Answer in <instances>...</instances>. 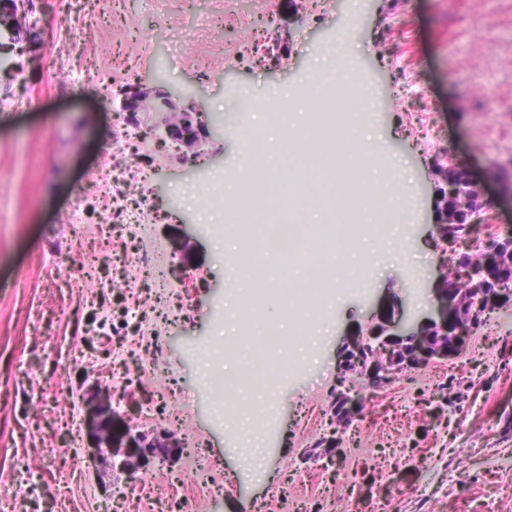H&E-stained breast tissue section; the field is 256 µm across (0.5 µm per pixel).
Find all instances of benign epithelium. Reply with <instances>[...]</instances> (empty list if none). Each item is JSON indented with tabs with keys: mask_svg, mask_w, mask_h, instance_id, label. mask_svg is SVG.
Listing matches in <instances>:
<instances>
[{
	"mask_svg": "<svg viewBox=\"0 0 512 512\" xmlns=\"http://www.w3.org/2000/svg\"><path fill=\"white\" fill-rule=\"evenodd\" d=\"M9 14L0 13V24L10 32L20 33L24 28H34L37 21L31 19L32 10L27 0H10ZM120 111L125 113L126 124L134 128L141 126L144 117L152 119L149 134L159 144H171L176 151H192L212 137L207 123L200 122L195 109L185 103L184 95L172 92L162 86L146 87L133 84L121 89ZM456 181H448L445 169L437 167L434 176L446 184L447 194L459 199L463 209L478 202L485 207L481 185L465 169L452 165ZM441 218L435 223L436 234L450 243L455 239L448 236L446 225L459 220L460 211L438 200ZM488 248L484 265L470 263L467 254H454L440 263V286L433 289L435 313L416 327L386 325L372 336H355L347 344V367L361 366L370 377H380L390 382L393 377L406 369H420L437 359L451 358L462 349L472 335L474 325L480 320L482 307L501 305L504 301L500 289L485 288L478 293L476 304L454 288L446 285L448 267L456 268L461 277L481 282L485 266L497 259L498 246L486 241ZM442 335H433L434 330ZM110 396L105 395L97 408L94 425L96 448L99 452L119 461V466L130 474L141 469L142 460L161 454L163 444L150 440L144 434L131 432L114 433L110 419L115 415L109 405ZM362 405L359 392H343L339 397L342 411L353 418Z\"/></svg>",
	"mask_w": 512,
	"mask_h": 512,
	"instance_id": "1",
	"label": "benign epithelium"
}]
</instances>
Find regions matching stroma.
I'll use <instances>...</instances> for the list:
<instances>
[{
	"label": "stroma",
	"mask_w": 512,
	"mask_h": 512,
	"mask_svg": "<svg viewBox=\"0 0 512 512\" xmlns=\"http://www.w3.org/2000/svg\"><path fill=\"white\" fill-rule=\"evenodd\" d=\"M32 0L43 44L12 52L0 76V512H96L117 496L152 512H512V306L493 310L454 359L404 372L345 429L334 418L349 337L390 320L430 316L428 295L444 242L433 223L430 170L451 160L485 177L512 174V0ZM273 26H257L263 15ZM343 59L361 126L376 138V164L412 186L396 227L372 226L366 256L347 286L309 305L331 330L299 336L274 384L241 388L272 404L251 428L264 448L250 460L220 417L202 365L223 343L225 304L236 293L208 233L214 180L239 181L241 202L265 182L264 152L240 181L241 141L259 118L287 128L309 101L316 74ZM95 68L99 82L87 84ZM142 82L189 93L216 133L183 161L148 134L111 156L124 117L113 96ZM32 99L34 108L20 109ZM493 144L487 155L484 144ZM123 172L142 223L99 228L101 203L78 186L104 161ZM80 231H73V224ZM153 273L136 276L132 256ZM92 258L93 284L64 269ZM111 259L132 292L111 287ZM112 305L100 308V285ZM111 391L117 429L169 444L136 475L70 442L72 411ZM154 410L138 415L141 404ZM338 433L340 444L323 446ZM210 465L222 496H198L189 449Z\"/></svg>",
	"instance_id": "35a3bbf8"
}]
</instances>
